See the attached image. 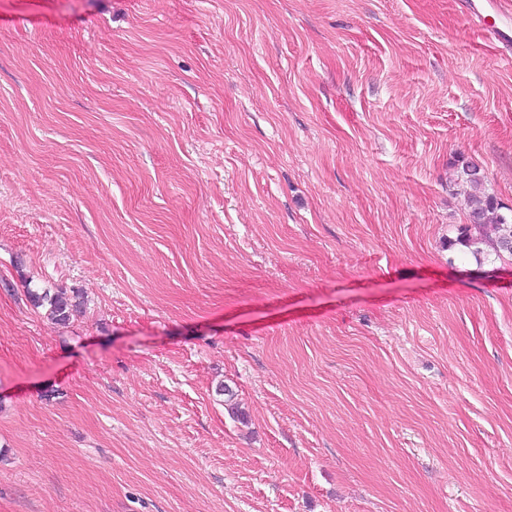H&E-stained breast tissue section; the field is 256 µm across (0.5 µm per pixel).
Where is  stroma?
<instances>
[{
    "mask_svg": "<svg viewBox=\"0 0 512 512\" xmlns=\"http://www.w3.org/2000/svg\"><path fill=\"white\" fill-rule=\"evenodd\" d=\"M501 53L456 0H0V512H512V260L454 243L458 158L512 209ZM28 294L34 306H43L45 302L49 305L48 316L54 324L68 323L73 312L77 311L80 304L73 301L76 296H67L66 292L63 291H58L53 295H49L47 292L40 294L34 291H29Z\"/></svg>",
    "mask_w": 512,
    "mask_h": 512,
    "instance_id": "35a3bbf8",
    "label": "stroma"
}]
</instances>
